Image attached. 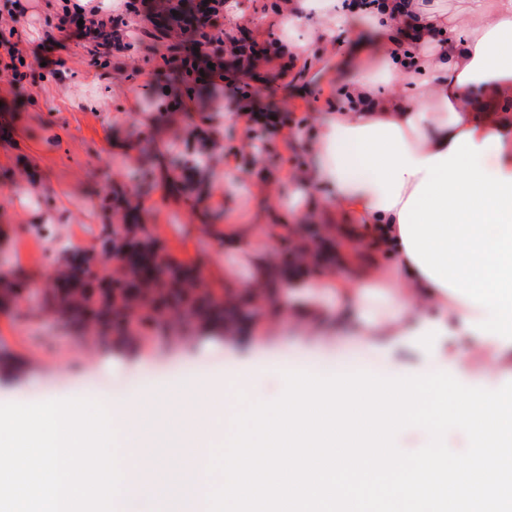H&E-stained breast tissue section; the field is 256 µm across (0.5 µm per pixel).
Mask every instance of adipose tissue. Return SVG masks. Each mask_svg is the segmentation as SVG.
<instances>
[{
  "instance_id": "ef3b65f1",
  "label": "adipose tissue",
  "mask_w": 512,
  "mask_h": 512,
  "mask_svg": "<svg viewBox=\"0 0 512 512\" xmlns=\"http://www.w3.org/2000/svg\"><path fill=\"white\" fill-rule=\"evenodd\" d=\"M325 18L339 35L371 31L349 44L348 106L311 131L299 181L334 190L335 263L363 287L355 336L435 355L473 384L465 353L443 347L469 336L512 374V116L470 106L477 88L512 99V0H406L399 12L393 0L361 11L329 0ZM401 75L406 100L383 90ZM223 400L191 381L130 394L109 406L113 425L51 404L1 417L0 512H142L174 461L208 492Z\"/></svg>"
}]
</instances>
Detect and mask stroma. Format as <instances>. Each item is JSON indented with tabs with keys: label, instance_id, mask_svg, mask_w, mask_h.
<instances>
[{
	"label": "stroma",
	"instance_id": "obj_1",
	"mask_svg": "<svg viewBox=\"0 0 512 512\" xmlns=\"http://www.w3.org/2000/svg\"><path fill=\"white\" fill-rule=\"evenodd\" d=\"M61 0H0V271L36 281L59 266L63 250L91 248L82 233L87 225L120 222L122 212L108 209L109 192L129 193L137 215L148 224L167 251L202 262L206 286L223 287L226 279H245L258 258L274 265L288 261L296 234L304 225L322 224L321 213L307 212L308 197L290 177L294 168L310 164L308 133L340 108L339 92L349 80L342 68L317 77L305 74L313 50L336 56L344 46L324 34L325 19L314 10H299L294 34H287L283 11L273 0H224L219 22L225 32H246L260 48L253 68H237L223 79L175 82L165 63L163 44L143 38L141 18L132 17L122 31L125 47L109 60L93 56L87 39L57 27ZM19 43L25 79L8 82L11 59L4 45ZM153 82H146V72ZM255 90L254 109L293 113L298 151L257 152L243 122L234 115L228 83ZM180 86L181 96L168 93ZM191 99L196 111H184ZM95 108H86V101ZM134 144L135 153L116 150V143ZM182 160L175 175L190 182L185 162L201 157V172L223 205L195 210L189 200L145 188L153 169L145 143ZM237 155V169L224 166L222 155ZM298 215L292 234L259 236L249 252L225 250L213 228L247 231L273 217ZM51 232L42 254L12 263L17 240L35 233L37 225ZM288 319L265 334L249 327L223 338H198L200 352L177 356L169 336L151 333L131 351L101 349L86 341L46 310L26 316L24 309L0 311V414L41 408L95 407L104 398L122 401L129 393L150 388L176 391L190 379L224 389V416L232 418L237 396L248 393L244 372L283 374L284 356L306 359L307 372L335 373L345 356L360 353L372 361V374L392 378L399 366H417L421 373L440 370L438 358L411 350L392 362L382 350L355 341L349 322L328 323L321 344L281 343Z\"/></svg>",
	"mask_w": 512,
	"mask_h": 512
}]
</instances>
